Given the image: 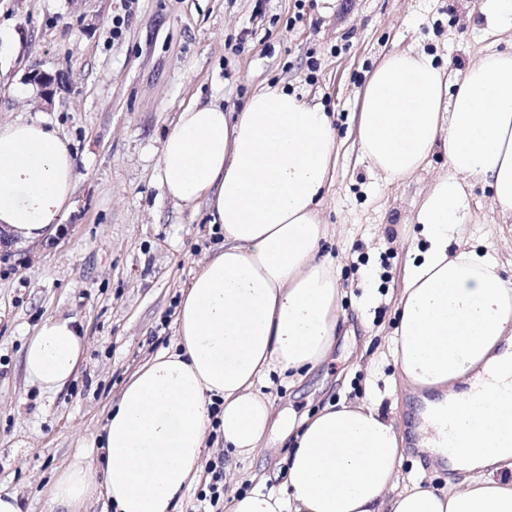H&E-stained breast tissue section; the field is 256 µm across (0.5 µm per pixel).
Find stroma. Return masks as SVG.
<instances>
[{
  "instance_id": "stroma-1",
  "label": "stroma",
  "mask_w": 512,
  "mask_h": 512,
  "mask_svg": "<svg viewBox=\"0 0 512 512\" xmlns=\"http://www.w3.org/2000/svg\"><path fill=\"white\" fill-rule=\"evenodd\" d=\"M483 0H0V122L40 120L70 145L74 206L57 229L0 249V493L24 512H57L49 494L75 454L100 464L92 439L130 376L171 348L183 288L223 243L205 205H179L157 182L159 149L193 102L238 111L262 87L285 88L334 114L340 149L322 204L336 263L341 325L327 356L293 382L271 374L264 389L280 424L277 454L224 455L211 437L205 462L225 458L240 491H282L289 422L323 407L366 402L403 428L397 487L444 489L463 479L439 455L417 448L419 399L391 355L409 249L426 242L411 221L433 179L447 173L436 152L406 181L371 175L355 140L368 73L391 51L414 47L449 79L481 56L512 50V35L488 30ZM57 76L45 98L32 76ZM467 247L492 254L512 281V220L469 190ZM74 319L85 356L61 391L41 392L23 347L45 318Z\"/></svg>"
}]
</instances>
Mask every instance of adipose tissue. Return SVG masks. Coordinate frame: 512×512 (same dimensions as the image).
Wrapping results in <instances>:
<instances>
[{
	"mask_svg": "<svg viewBox=\"0 0 512 512\" xmlns=\"http://www.w3.org/2000/svg\"><path fill=\"white\" fill-rule=\"evenodd\" d=\"M355 136L370 170L397 183L436 151V180L413 218L426 247L407 263L393 353L401 377L429 394L433 446L468 471L450 491L396 490L402 437L368 404L302 419L285 457L284 496L231 494L226 512H512V282L475 250L450 252L468 219L467 186H487L512 217V53H490L448 82L431 55L390 52L371 72ZM337 153L324 108L281 88L257 90L236 115L192 105L164 139L158 182L186 206L206 203L224 248L183 289L173 348L124 386L100 438L50 495L78 512L104 493L115 512H170L199 482L209 431L233 456L255 455L274 406L270 373L314 368L338 330L336 267L321 255V215ZM74 160L49 124H0V225L34 241L73 206ZM84 338L73 319L42 321L24 347L26 375L56 392L75 375Z\"/></svg>",
	"mask_w": 512,
	"mask_h": 512,
	"instance_id": "ef3b65f1",
	"label": "adipose tissue"
}]
</instances>
